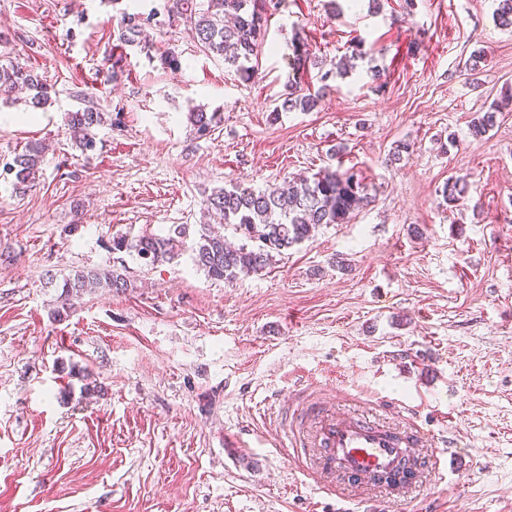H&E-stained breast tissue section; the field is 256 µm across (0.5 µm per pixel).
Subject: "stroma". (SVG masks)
I'll use <instances>...</instances> for the list:
<instances>
[{
	"label": "stroma",
	"mask_w": 512,
	"mask_h": 512,
	"mask_svg": "<svg viewBox=\"0 0 512 512\" xmlns=\"http://www.w3.org/2000/svg\"><path fill=\"white\" fill-rule=\"evenodd\" d=\"M495 8L285 0L248 77L197 48L165 0H0V64L51 86L43 108L0 102V157L46 146L31 191L0 175V512H512V29ZM127 11L145 47L118 45ZM297 37L315 61L302 72ZM359 43L366 57L314 110H280L287 83ZM195 107L221 115L207 135ZM84 108L106 114L87 155L67 129ZM349 167L371 204L233 283L186 253L147 266L112 248L199 224L214 188ZM453 176L467 191L450 204ZM109 265L130 289L53 319L47 278ZM306 384L384 422L418 407L427 452L457 450L446 480L404 499L321 492L276 420Z\"/></svg>",
	"instance_id": "obj_1"
}]
</instances>
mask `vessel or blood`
I'll list each match as a JSON object with an SVG mask.
<instances>
[{
    "instance_id": "vessel-or-blood-1",
    "label": "vessel or blood",
    "mask_w": 512,
    "mask_h": 512,
    "mask_svg": "<svg viewBox=\"0 0 512 512\" xmlns=\"http://www.w3.org/2000/svg\"><path fill=\"white\" fill-rule=\"evenodd\" d=\"M296 408L282 412L293 457L309 469L325 491L359 492L370 486L403 498L429 465L421 455L426 436L417 427H398L340 411L305 389Z\"/></svg>"
}]
</instances>
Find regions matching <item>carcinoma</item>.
Returning <instances> with one entry per match:
<instances>
[{
  "label": "carcinoma",
  "mask_w": 512,
  "mask_h": 512,
  "mask_svg": "<svg viewBox=\"0 0 512 512\" xmlns=\"http://www.w3.org/2000/svg\"><path fill=\"white\" fill-rule=\"evenodd\" d=\"M168 12L185 16L192 23V33L202 50L224 59V63L248 75L247 63L257 55L266 35L267 15L280 6L281 0H167ZM141 17L123 13L118 40L128 46L141 44ZM32 94L33 107L50 98V85L36 72L19 65L0 66V100L8 99L16 90ZM320 92H311L288 84L281 103L285 111L309 112L317 106ZM188 120L197 133L211 131L219 120L215 112H191ZM103 123V113L92 109L68 113L67 126L76 145L84 152L95 149L93 129ZM45 146L29 142L24 150L5 163L4 169L14 175V187L25 192L35 182ZM466 178L451 177L442 191L450 203L458 202L465 193ZM368 204L362 174L354 168L322 170L301 179L288 188H251L233 184L219 187L205 195L204 206L209 223L199 225L190 246L192 260L198 269L215 281L231 283L241 275L259 274L273 257L312 237L323 225L343 224L350 215ZM230 227L241 234L246 243L232 247L226 244L222 228ZM189 237L186 224H174L169 234L160 236L143 232L133 238L112 239V250L128 251L149 265L172 263ZM131 287L125 268L108 266L78 269L63 279L62 291L56 298L53 318L60 319L75 303L94 288L116 292Z\"/></svg>",
  "instance_id": "carcinoma-1"
}]
</instances>
